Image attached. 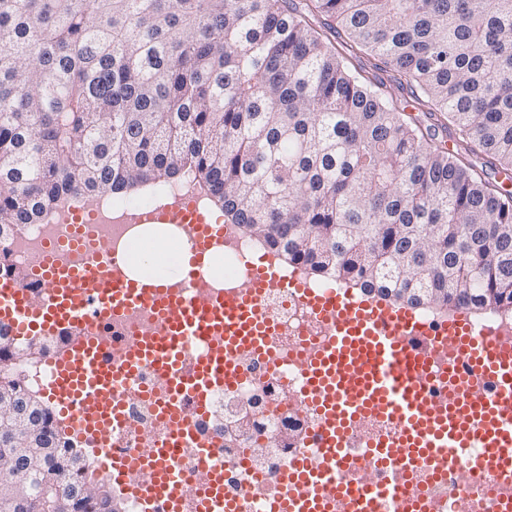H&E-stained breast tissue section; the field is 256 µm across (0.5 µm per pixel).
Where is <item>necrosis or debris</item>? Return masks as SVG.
I'll return each mask as SVG.
<instances>
[{
  "instance_id": "4bbe7bcc",
  "label": "necrosis or debris",
  "mask_w": 512,
  "mask_h": 512,
  "mask_svg": "<svg viewBox=\"0 0 512 512\" xmlns=\"http://www.w3.org/2000/svg\"><path fill=\"white\" fill-rule=\"evenodd\" d=\"M161 199H186L202 209L210 207L205 189L189 176L164 191L162 197L148 195L136 204L96 197L84 199L79 206L63 203L39 223L15 225L8 238L0 241V262L25 276L33 296H43L44 283L31 278L30 272L48 245L68 240L76 211L87 212L91 236L87 251L67 253L66 262L73 266L103 264L142 246L143 224L138 216ZM217 249L224 255V275L217 278L202 271V290L229 298L239 290L250 261L264 246L245 234L241 225L229 223ZM256 307L273 330L268 345L233 355L235 382L209 394L204 414L194 421L193 440L174 445L172 450L182 471V512H195L201 485L199 445H208L223 457L224 496L234 501L236 512H264L279 494L288 465L306 450L309 435L319 424L317 411L294 379L306 343L326 340L332 334V324L313 314L285 288L267 289L258 297ZM155 328L154 309L149 304L113 316L105 336L112 345L113 359H120L127 345L144 340ZM67 343V337L61 335L26 339L14 357L0 359V374H20L32 388H39L49 358ZM156 380L154 370L146 365L125 386L126 413L110 439L113 454L134 462L148 449L171 442V426L160 420L156 403L138 396L140 385ZM399 430L397 421L378 416L356 424L346 436V458L336 469L341 482L375 486L378 512H499L501 498H512V486H493L484 462L476 455L462 465L449 460L443 472L421 462L397 486H390L388 472L376 468L367 448L379 438L396 437Z\"/></svg>"
}]
</instances>
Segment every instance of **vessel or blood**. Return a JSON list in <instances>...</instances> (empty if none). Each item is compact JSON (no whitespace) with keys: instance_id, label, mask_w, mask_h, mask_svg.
Masks as SVG:
<instances>
[{"instance_id":"vessel-or-blood-1","label":"vessel or blood","mask_w":512,"mask_h":512,"mask_svg":"<svg viewBox=\"0 0 512 512\" xmlns=\"http://www.w3.org/2000/svg\"><path fill=\"white\" fill-rule=\"evenodd\" d=\"M182 221L195 231L196 249L182 261L183 275L173 283L144 284L127 272L107 268H73L50 247L37 279L48 283L44 298L33 299L14 275L0 273V325L10 334H66L70 345L49 360L42 393L59 409L63 424L79 439H96L104 471L120 470L106 444L113 428L121 426L123 406L115 391L128 384L138 367H155L168 401L163 417L174 422L179 440L192 438L194 426L184 405L224 386L233 378L228 358L258 350L272 334L254 303L266 288L288 284L317 316L334 319L336 329L308 353L299 381L321 418L314 433L317 455L301 453L284 482L287 495L275 512H329L332 500L356 501L359 512H374L371 488L337 483L332 466L345 453L351 426L371 415L396 419L401 432L377 442L371 456L377 464L396 462L402 471L420 459L457 461L481 450L494 482L512 484V344L479 336L466 311H453L446 326L433 329L414 310L377 303L336 288L315 290L306 282L284 279L271 256L251 265L237 298L232 302L196 293L198 258L223 235L221 223L193 210H179ZM154 299L161 330L157 337L128 348L122 363H113L99 337L102 325L115 311L130 312L142 301ZM215 336L205 357L186 366L190 345ZM459 357L448 375L459 388L453 406L432 404L423 389L433 371L431 356L447 349ZM484 379V395L472 396L474 379ZM206 487L198 502L200 512H233L224 498V461L212 449L200 450ZM142 470L150 478L146 504L164 503L178 512L176 489L180 472L165 461L161 448L148 450Z\"/></svg>"}]
</instances>
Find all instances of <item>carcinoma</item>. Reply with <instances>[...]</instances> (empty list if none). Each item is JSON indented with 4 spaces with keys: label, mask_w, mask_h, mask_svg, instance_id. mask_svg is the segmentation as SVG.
<instances>
[{
    "label": "carcinoma",
    "mask_w": 512,
    "mask_h": 512,
    "mask_svg": "<svg viewBox=\"0 0 512 512\" xmlns=\"http://www.w3.org/2000/svg\"><path fill=\"white\" fill-rule=\"evenodd\" d=\"M512 0H0V238L62 200L191 174L288 264L409 306L512 314ZM19 375L0 390L24 399ZM38 471L0 434V512H114L55 461L82 456L47 404ZM18 476L9 475L8 462Z\"/></svg>",
    "instance_id": "obj_1"
}]
</instances>
